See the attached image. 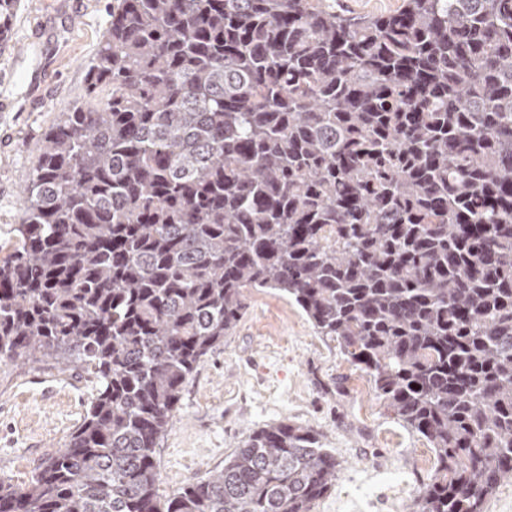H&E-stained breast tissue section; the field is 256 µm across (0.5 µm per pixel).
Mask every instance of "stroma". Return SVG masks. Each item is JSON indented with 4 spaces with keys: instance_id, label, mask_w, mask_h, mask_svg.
Segmentation results:
<instances>
[{
    "instance_id": "stroma-1",
    "label": "stroma",
    "mask_w": 512,
    "mask_h": 512,
    "mask_svg": "<svg viewBox=\"0 0 512 512\" xmlns=\"http://www.w3.org/2000/svg\"><path fill=\"white\" fill-rule=\"evenodd\" d=\"M112 0H18L0 41V237L22 216L20 189L52 125L85 92ZM95 378L46 359L0 363V482L21 486L68 443ZM312 428L341 471L312 512H406L434 468L427 442L388 410L368 376L270 289L186 383L157 454L158 489L207 479L255 430Z\"/></svg>"
}]
</instances>
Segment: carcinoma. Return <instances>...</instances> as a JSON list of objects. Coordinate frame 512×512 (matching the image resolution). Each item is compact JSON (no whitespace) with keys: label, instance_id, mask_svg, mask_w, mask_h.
Segmentation results:
<instances>
[{"label":"carcinoma","instance_id":"cac0c4a2","mask_svg":"<svg viewBox=\"0 0 512 512\" xmlns=\"http://www.w3.org/2000/svg\"><path fill=\"white\" fill-rule=\"evenodd\" d=\"M21 193L0 362L61 357L97 388L0 512H312L340 462L286 422L158 492L183 388L254 288L431 445L408 512H486L512 483V0H112ZM345 14H384L398 10L403 0H331Z\"/></svg>","mask_w":512,"mask_h":512}]
</instances>
